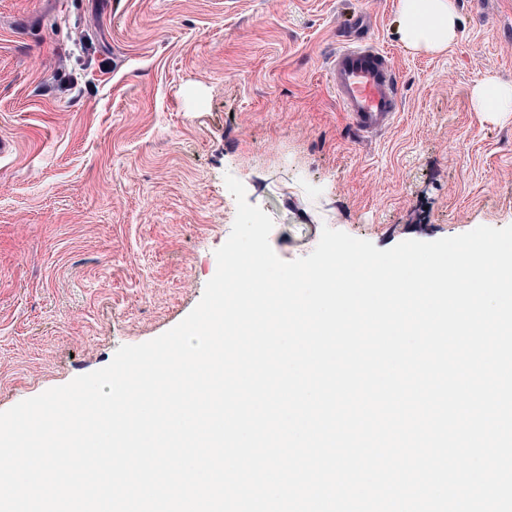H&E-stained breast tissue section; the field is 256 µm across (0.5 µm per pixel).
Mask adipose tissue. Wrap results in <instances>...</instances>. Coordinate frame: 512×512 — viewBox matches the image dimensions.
Wrapping results in <instances>:
<instances>
[{
	"mask_svg": "<svg viewBox=\"0 0 512 512\" xmlns=\"http://www.w3.org/2000/svg\"><path fill=\"white\" fill-rule=\"evenodd\" d=\"M399 27L402 41L410 48H446L457 34L453 0H400Z\"/></svg>",
	"mask_w": 512,
	"mask_h": 512,
	"instance_id": "adipose-tissue-1",
	"label": "adipose tissue"
}]
</instances>
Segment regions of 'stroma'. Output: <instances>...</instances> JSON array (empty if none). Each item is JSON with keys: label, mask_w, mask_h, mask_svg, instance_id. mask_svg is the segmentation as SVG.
<instances>
[{"label": "stroma", "mask_w": 512, "mask_h": 512, "mask_svg": "<svg viewBox=\"0 0 512 512\" xmlns=\"http://www.w3.org/2000/svg\"><path fill=\"white\" fill-rule=\"evenodd\" d=\"M444 51L399 0H0V412L179 324L237 205L279 258L323 228L388 249L512 225V0H454ZM393 63L401 110L358 134L330 89L344 36ZM477 111L480 112H509L503 103L512 98V92L493 80L483 82L476 90Z\"/></svg>", "instance_id": "obj_1"}]
</instances>
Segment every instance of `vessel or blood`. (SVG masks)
<instances>
[{
  "mask_svg": "<svg viewBox=\"0 0 512 512\" xmlns=\"http://www.w3.org/2000/svg\"><path fill=\"white\" fill-rule=\"evenodd\" d=\"M336 98L353 128L362 134L387 129L401 109L398 82L388 55L372 45L339 48L331 58Z\"/></svg>",
  "mask_w": 512,
  "mask_h": 512,
  "instance_id": "1",
  "label": "vessel or blood"
}]
</instances>
